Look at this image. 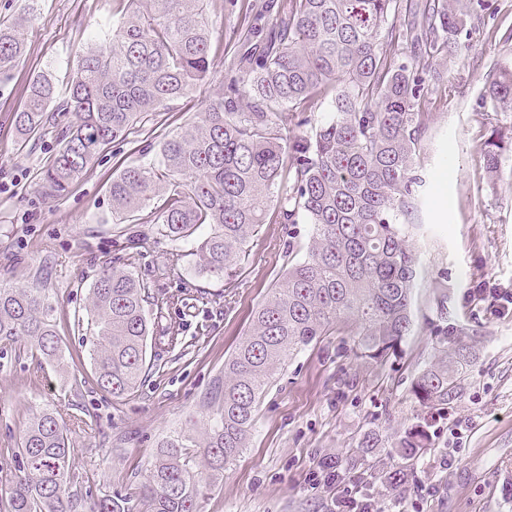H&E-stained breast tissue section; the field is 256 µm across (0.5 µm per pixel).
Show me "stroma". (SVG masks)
Wrapping results in <instances>:
<instances>
[{"instance_id": "1", "label": "stroma", "mask_w": 512, "mask_h": 512, "mask_svg": "<svg viewBox=\"0 0 512 512\" xmlns=\"http://www.w3.org/2000/svg\"><path fill=\"white\" fill-rule=\"evenodd\" d=\"M238 0H208L211 73L191 98L147 123L132 140L108 145L64 195L47 199L36 171L56 148L46 134L22 149L12 125L30 79L51 73L65 84L70 63L89 45H104L121 17L122 0H37L26 53L0 77V281L39 282L55 308L61 353L69 372L32 354L22 342L0 350V482L14 470L16 447L32 413L50 407L65 424L77 472L93 497L131 500L163 440L199 438L208 420L204 399L224 375V360L247 333L286 262L288 243L305 247L306 224L261 225L233 287L199 272L191 244L171 269L161 264L172 244L152 224L112 221L109 186L137 157L142 139L161 142L179 123L203 113L222 89L224 51L239 27ZM486 10L460 36L461 49L441 60L430 85L421 143L423 179L409 219V243L419 259L412 326L396 357L358 356L341 328L287 361L261 399L244 453L209 487L201 512H330L332 489L310 474L332 458L382 512H512V149L497 172L483 161L492 130L512 136V112L480 107L485 86L512 69V0H485ZM117 264L174 298L182 346L159 353L136 396L117 399L97 387L90 345L74 324L102 268ZM445 306L448 334L473 346L459 397L445 415L421 407L411 387L438 354L433 334ZM428 423L429 445L408 480L390 489L369 467L387 462L384 449L362 453L364 433L385 439ZM455 450L449 468L442 454Z\"/></svg>"}]
</instances>
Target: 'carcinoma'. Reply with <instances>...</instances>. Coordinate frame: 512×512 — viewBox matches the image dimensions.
Here are the masks:
<instances>
[{
    "mask_svg": "<svg viewBox=\"0 0 512 512\" xmlns=\"http://www.w3.org/2000/svg\"><path fill=\"white\" fill-rule=\"evenodd\" d=\"M26 2L15 22L0 24V74L24 55L35 0ZM204 4L126 0L112 41L76 57L64 92L47 75L31 80L13 125L24 147L55 129L58 149L37 171L44 197L62 195L105 146L196 92L212 64ZM482 7L481 0H265L255 17L272 16L271 30L257 43L254 23L241 26L244 51L225 55L218 98L160 146L145 143L139 160L112 177V223L155 224L175 243L207 227L195 247L197 266L227 287L260 225L274 218L311 226L305 254L287 260L283 279L224 361V378L208 397L217 410L201 441L177 436L161 445L140 487L147 512H199L211 480L247 447L274 376L331 329H350L370 359L397 354L416 287L407 221L422 183L425 81L437 75L422 60L457 51L459 34ZM320 99L329 102V119L310 136H283L281 113H298L297 125H305ZM482 99L496 112H512V71H500ZM506 149L504 136L492 131L484 152L489 172H497ZM149 288L132 271L108 265L90 289L96 383L117 399L136 393L150 366L149 341L160 349L181 344L165 313L171 298H152ZM53 313L39 285L0 283V345L24 340L45 360L60 361ZM439 314L433 331L440 357L416 377L412 393L420 405L443 410L459 394L472 349L448 341L445 312ZM428 440L421 426L396 439L399 463L381 472L387 485L405 482L407 463ZM12 458L13 477L0 487L8 512H78L69 439L53 411L32 418ZM85 512L131 506L103 497Z\"/></svg>",
    "mask_w": 512,
    "mask_h": 512,
    "instance_id": "carcinoma-1",
    "label": "carcinoma"
}]
</instances>
